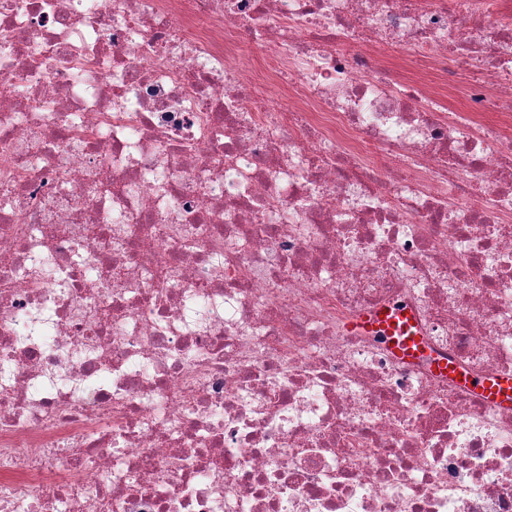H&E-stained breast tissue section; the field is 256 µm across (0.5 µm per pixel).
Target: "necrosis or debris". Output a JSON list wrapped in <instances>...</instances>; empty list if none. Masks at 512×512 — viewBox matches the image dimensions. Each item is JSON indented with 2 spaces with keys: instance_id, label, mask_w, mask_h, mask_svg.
<instances>
[{
  "instance_id": "obj_1",
  "label": "necrosis or debris",
  "mask_w": 512,
  "mask_h": 512,
  "mask_svg": "<svg viewBox=\"0 0 512 512\" xmlns=\"http://www.w3.org/2000/svg\"><path fill=\"white\" fill-rule=\"evenodd\" d=\"M439 360L512 378V0H0V512H512ZM356 328L372 331L377 328L386 332L393 350L406 359L422 355V347L418 336L411 331V323L400 310H383L370 318H361Z\"/></svg>"
}]
</instances>
